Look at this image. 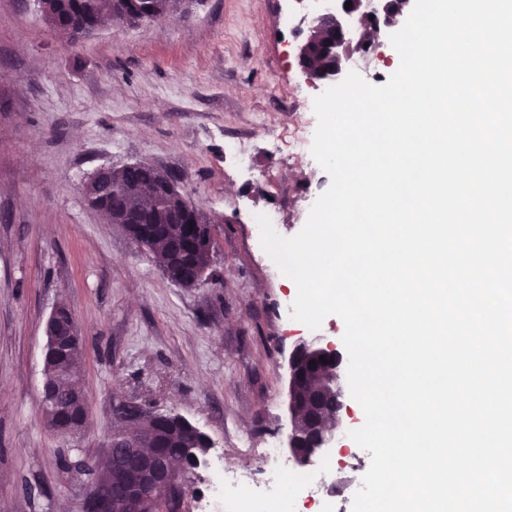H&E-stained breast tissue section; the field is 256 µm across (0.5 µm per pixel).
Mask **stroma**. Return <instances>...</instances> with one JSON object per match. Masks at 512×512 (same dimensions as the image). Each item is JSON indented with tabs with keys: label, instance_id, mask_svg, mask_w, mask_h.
Wrapping results in <instances>:
<instances>
[{
	"label": "stroma",
	"instance_id": "stroma-1",
	"mask_svg": "<svg viewBox=\"0 0 512 512\" xmlns=\"http://www.w3.org/2000/svg\"><path fill=\"white\" fill-rule=\"evenodd\" d=\"M293 0H204L187 19L99 31L67 45L36 0H0V504L7 512H80L84 474L61 457L99 460L121 398L179 413L223 449L224 466L268 480L240 450L288 436V358L303 340L342 345L345 326L284 317L297 295L261 246L256 212L303 228L331 179L304 153L269 151L322 86L296 57ZM241 139L257 174L224 150ZM141 162L174 175L214 219L216 281L182 288L82 193L97 167ZM81 336L89 425L59 437L41 402L44 323L57 304ZM364 418L345 397L330 449L332 512H351L370 454L349 433Z\"/></svg>",
	"mask_w": 512,
	"mask_h": 512
}]
</instances>
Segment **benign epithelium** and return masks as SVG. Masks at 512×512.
<instances>
[{"label": "benign epithelium", "instance_id": "benign-epithelium-1", "mask_svg": "<svg viewBox=\"0 0 512 512\" xmlns=\"http://www.w3.org/2000/svg\"><path fill=\"white\" fill-rule=\"evenodd\" d=\"M351 7H345L346 2ZM46 21L62 37L72 43L91 37L100 27L81 25L59 27L55 23L52 0H37ZM411 0H401L393 9L390 0H327L321 13L308 21L300 30L297 57L302 72L316 84L342 79L354 53L367 45L380 47L385 39L397 31L400 17ZM117 13L123 15L122 25L137 27L160 19L158 15L140 16L129 10L128 0H114ZM114 166L103 165L95 169L83 184V194L98 211L109 208L108 202L98 194L99 188L112 180ZM183 213L192 216L198 225L196 243L200 248L213 250L210 219L185 193H179ZM112 223L121 227L141 248L151 249L161 234L181 231L176 224L160 227L156 224H133L125 212L110 215ZM183 263L163 266L162 272L174 284L191 287L205 275V270L194 269L191 277L180 274ZM78 331L76 321L61 324L60 316L51 312L45 324L44 368L41 381L43 409L51 415L69 420V424L55 429L59 436L77 431L86 419V394L76 389L64 401L51 396L54 372L59 366L51 360V351L60 347L66 337ZM326 356V362L320 356ZM344 360L336 347L315 341L296 345L288 359V452L300 465H307L331 447L340 413L344 407L342 377ZM113 421L123 433L105 440L108 465L97 472L86 485L81 512H164L172 494L185 495L190 487L183 481V461L175 460L153 447V431L143 427L145 419L153 421L166 415L140 403L121 400L112 408ZM120 451H113V447Z\"/></svg>", "mask_w": 512, "mask_h": 512}]
</instances>
